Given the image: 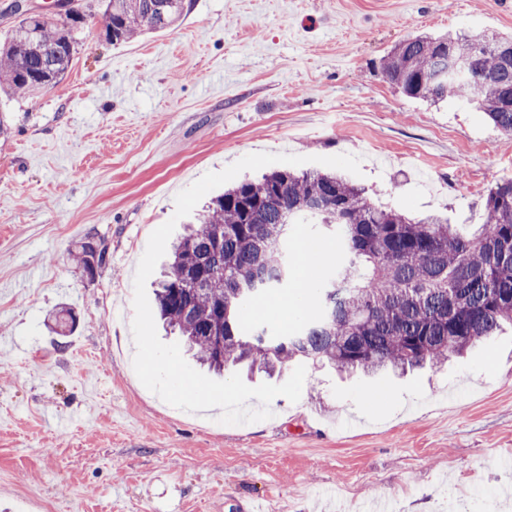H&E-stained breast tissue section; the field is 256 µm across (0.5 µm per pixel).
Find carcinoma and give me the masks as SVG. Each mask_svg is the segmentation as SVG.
I'll return each instance as SVG.
<instances>
[{"mask_svg": "<svg viewBox=\"0 0 512 512\" xmlns=\"http://www.w3.org/2000/svg\"><path fill=\"white\" fill-rule=\"evenodd\" d=\"M106 36L124 42L171 28L184 0H109ZM79 13L22 19L0 46V86L34 95L59 83L72 62ZM512 35L414 36L383 60L385 77L413 99L450 98L484 113L512 138ZM469 64L450 75L451 60ZM484 223L451 224L439 213L412 219L377 207L364 187L339 173L282 168L241 181L207 206L174 246L156 288L160 319L182 336L197 361L215 373L243 362L271 374L296 358L340 371H404L489 341L512 324V178L488 190ZM293 224L336 233L344 264L309 298L318 302L292 334L245 324L249 302L297 284L283 244ZM106 248L88 241L77 256L93 270Z\"/></svg>", "mask_w": 512, "mask_h": 512, "instance_id": "1", "label": "carcinoma"}]
</instances>
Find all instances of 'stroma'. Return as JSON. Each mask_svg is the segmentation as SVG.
<instances>
[{
    "label": "stroma",
    "mask_w": 512,
    "mask_h": 512,
    "mask_svg": "<svg viewBox=\"0 0 512 512\" xmlns=\"http://www.w3.org/2000/svg\"><path fill=\"white\" fill-rule=\"evenodd\" d=\"M54 87L0 95V512H512V327L398 375L306 362L301 398L218 426L133 369V280L174 198L251 153L352 154L374 203L479 224L512 143L381 63L416 35L512 33V0H185L172 28L106 37L102 0ZM312 280L343 256L311 224ZM106 259L86 272L84 242ZM71 310L73 326L57 325Z\"/></svg>",
    "instance_id": "35a3bbf8"
}]
</instances>
